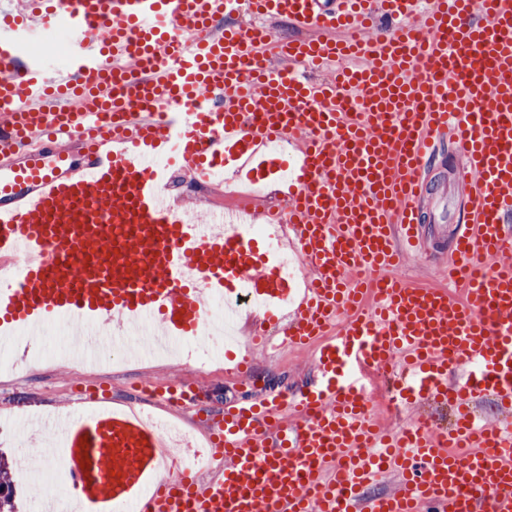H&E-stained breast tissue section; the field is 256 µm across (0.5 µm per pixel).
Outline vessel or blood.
<instances>
[{"label":"vessel or blood","mask_w":512,"mask_h":512,"mask_svg":"<svg viewBox=\"0 0 512 512\" xmlns=\"http://www.w3.org/2000/svg\"><path fill=\"white\" fill-rule=\"evenodd\" d=\"M304 35L236 27L239 9ZM67 17V65L21 55ZM282 68L269 65V58ZM341 64L336 79L318 72ZM451 130L478 180L448 255L459 288L405 285L434 140ZM294 143L293 158L271 152ZM208 182L290 169L280 220L308 282L252 239L185 223L148 162ZM0 321L126 315L194 335L204 295L296 299L286 334L316 344L320 384L226 405L211 480L123 412L56 416L63 475L89 512H512V0H23L0 2ZM396 401L447 408L384 433L360 372ZM390 491L370 488L383 474Z\"/></svg>","instance_id":"obj_1"}]
</instances>
